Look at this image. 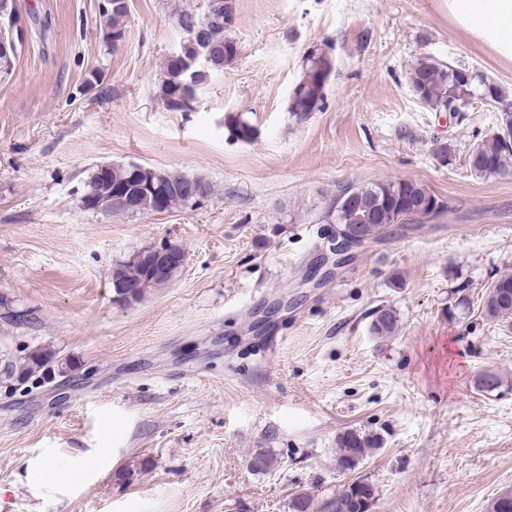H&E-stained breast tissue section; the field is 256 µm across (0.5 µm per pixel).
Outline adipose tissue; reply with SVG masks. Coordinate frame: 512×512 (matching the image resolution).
<instances>
[{
	"label": "adipose tissue",
	"mask_w": 512,
	"mask_h": 512,
	"mask_svg": "<svg viewBox=\"0 0 512 512\" xmlns=\"http://www.w3.org/2000/svg\"><path fill=\"white\" fill-rule=\"evenodd\" d=\"M448 9L463 29L512 57V0H448Z\"/></svg>",
	"instance_id": "obj_1"
}]
</instances>
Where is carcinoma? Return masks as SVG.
I'll list each match as a JSON object with an SVG mask.
<instances>
[{
    "label": "carcinoma",
    "mask_w": 512,
    "mask_h": 512,
    "mask_svg": "<svg viewBox=\"0 0 512 512\" xmlns=\"http://www.w3.org/2000/svg\"><path fill=\"white\" fill-rule=\"evenodd\" d=\"M219 6H210L199 16L189 10L176 14V21L181 31L193 25L205 30L208 38L222 47L233 43L224 35L223 0H217ZM128 8H115L108 3L100 9L102 20L101 32L111 35L125 34V21ZM197 43L191 37L185 41L178 56L166 60L161 77L160 97L163 103L174 111L186 112L191 105L185 100L192 98V93L199 91L208 74L204 73L194 80L195 87L189 88V72L185 70L184 60H190L196 54ZM463 68L461 64L441 63L433 58L424 57L409 69L410 86L418 89L419 100L436 111L444 102L465 100L469 97L480 98L485 105L500 112V127L486 139L474 146L475 152L469 154L467 164L470 172L477 177L499 174L512 163V100L495 82L482 74H477L466 83L458 79L457 73ZM334 69L333 59L325 52H314L305 58V65L296 83V95L289 97L288 111L303 119L314 112H319L324 103V89ZM145 177L152 180L164 190V210L187 206L184 189L192 184L200 190L201 197L211 193L210 184L201 177L181 175L152 167L145 172ZM143 183L134 172L133 165H111L102 170L94 168L85 183L81 197L84 208L93 209L92 201L111 195L117 188L130 194L140 191ZM356 203L350 208L337 203V198L330 199L325 217L338 228L348 233L361 230L371 241L385 237L396 221L397 212L408 213L409 224H423L428 218L426 207L431 202H440L438 214L448 210V204L433 193L426 185L413 180H387L368 185L353 186ZM392 202V206L378 212L374 224H357L356 214L375 209V204L383 201ZM143 277V269L135 257L121 261L112 269V287L117 298L124 300L127 296L140 293L136 288ZM483 319L495 322L506 330L512 331V274L506 273L496 277L483 297L479 306ZM399 316L391 307L377 309L371 320L370 329L379 338H389L398 330ZM57 362L56 353L47 348H37L24 356L8 363L5 377L19 383L34 377H43L47 367ZM474 390L482 396L497 397L512 390V380L505 379L494 370H481L474 376ZM377 448L376 442L353 430H345L336 438V469L350 473ZM375 498L373 486L363 480L353 479V483L335 493L314 497L306 490H299L291 495L288 502L289 512H364L362 500Z\"/></svg>",
    "instance_id": "1"
}]
</instances>
